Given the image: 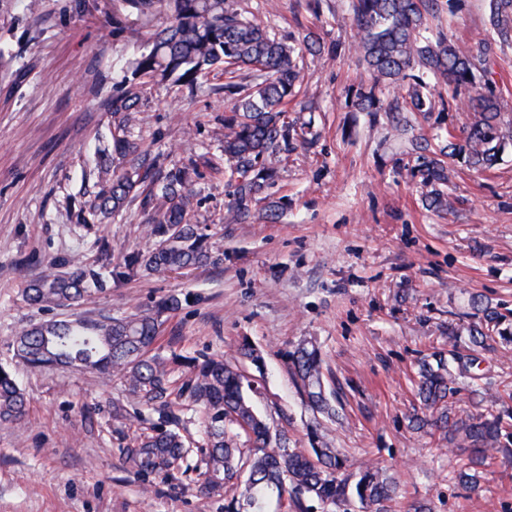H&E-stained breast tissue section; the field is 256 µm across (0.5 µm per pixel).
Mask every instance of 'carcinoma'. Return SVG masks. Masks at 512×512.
I'll return each mask as SVG.
<instances>
[{
    "label": "carcinoma",
    "instance_id": "obj_1",
    "mask_svg": "<svg viewBox=\"0 0 512 512\" xmlns=\"http://www.w3.org/2000/svg\"><path fill=\"white\" fill-rule=\"evenodd\" d=\"M122 2L129 15L148 18L160 9L168 22L130 63L128 85L108 105L112 150L99 166L89 210L108 217L141 200L154 244L102 272L78 264L68 272L47 271L24 289L32 305L80 303L112 282L141 274L168 276L216 262L198 226L191 223L193 166L167 165L133 133L142 85L171 83L192 89L200 76L221 69L229 102L224 113V160L233 181L226 213L231 221L242 223L253 216L260 194L277 176L281 152L298 135L287 116L288 103L300 95L297 58L305 51L340 54L339 46H325L311 31L297 42L278 36L257 18L264 7L261 2L253 11H238L227 0ZM345 7L356 26L354 49L368 74L355 91L358 111L384 112L401 132L407 127L404 113L444 112L451 101H465L480 114L461 142L451 136L433 148L422 138L409 139L419 161L410 175L419 179L426 207L450 212L448 195L440 189L448 181V161L462 160L477 171H488L506 146L501 106L492 90L496 62L490 49L484 44L474 51L432 27L430 17L439 11L440 0H346ZM488 26L499 43H512V0H488ZM243 69L253 73L254 83L238 81ZM428 77L442 81L448 97L429 98ZM394 86L400 95L384 101ZM180 306V298L170 296L150 313L98 321H45L15 338L16 356L34 370L56 365L116 377L158 415L151 431L121 449L129 470L146 485L193 471L200 493L224 494L223 512H280L288 506L293 512H386L398 485L385 470L366 465L350 473L342 453L324 441L308 451L292 448L288 430L256 411L249 396L253 382L241 364L248 362L259 370L263 355L250 341L238 345L234 361L222 355L176 353L165 359L155 353L162 315ZM473 308L478 323L467 329L472 346L484 347L492 334L512 342L511 314L476 298ZM175 365L187 370V380L178 387L172 380ZM472 365V360L461 364L454 353L449 359L438 353L431 362L421 361L416 395L428 414L410 416L409 426L464 449L467 458L458 480L474 487L496 455L512 456V409L483 407L484 397L474 389L471 410L460 417L453 414L449 401L458 393L457 381ZM293 368L312 412L334 419L336 408L325 393L319 347L298 344ZM174 396L188 398L201 414L205 447L197 460L180 433L181 417L171 410ZM26 411L23 390L12 370L1 365L0 424L20 423Z\"/></svg>",
    "mask_w": 512,
    "mask_h": 512
}]
</instances>
